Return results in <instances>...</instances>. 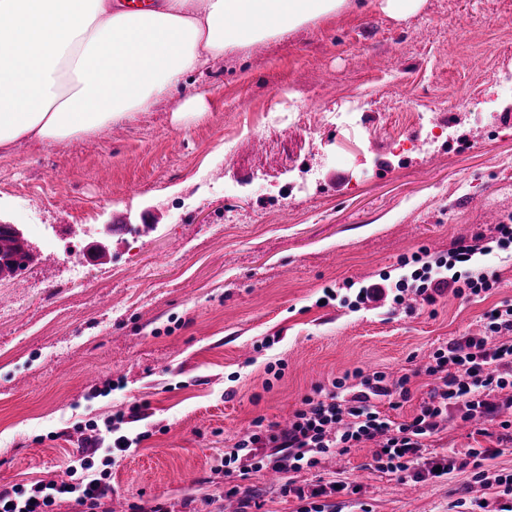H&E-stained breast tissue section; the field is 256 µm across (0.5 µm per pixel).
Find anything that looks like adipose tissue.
Instances as JSON below:
<instances>
[{
  "label": "adipose tissue",
  "mask_w": 512,
  "mask_h": 512,
  "mask_svg": "<svg viewBox=\"0 0 512 512\" xmlns=\"http://www.w3.org/2000/svg\"><path fill=\"white\" fill-rule=\"evenodd\" d=\"M0 0V153L121 122L210 59L336 13L347 0Z\"/></svg>",
  "instance_id": "ef3b65f1"
}]
</instances>
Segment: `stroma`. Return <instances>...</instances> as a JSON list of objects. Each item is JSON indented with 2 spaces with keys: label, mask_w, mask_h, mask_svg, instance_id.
Instances as JSON below:
<instances>
[{
  "label": "stroma",
  "mask_w": 512,
  "mask_h": 512,
  "mask_svg": "<svg viewBox=\"0 0 512 512\" xmlns=\"http://www.w3.org/2000/svg\"><path fill=\"white\" fill-rule=\"evenodd\" d=\"M349 2L225 52L150 111L0 158V222L34 247L0 278V486L63 474L88 423L139 404L120 431L147 438L114 456L112 512H184L191 496L222 512L204 499L214 481L296 512L268 470L219 472L256 418L284 423L348 372L417 368L512 303L511 246L472 260L500 277L488 296L448 292L411 316L355 304L410 276L414 253L512 224V0H424L400 18ZM461 415L429 455L496 446ZM294 479L354 485L329 512L498 506L469 468L402 481L368 446Z\"/></svg>",
  "instance_id": "obj_1"
}]
</instances>
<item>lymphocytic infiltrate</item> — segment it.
<instances>
[{"mask_svg":"<svg viewBox=\"0 0 512 512\" xmlns=\"http://www.w3.org/2000/svg\"><path fill=\"white\" fill-rule=\"evenodd\" d=\"M494 245L502 249L512 245L511 224H498L491 233L456 240L444 255L413 254L415 269L410 279L397 282L395 302H402L403 292L409 290L429 305L447 291L465 299L488 294L499 281L497 272L478 268L461 274L455 266L489 253ZM485 317L488 335L465 336L433 351L420 372L435 380L436 386L426 399L416 402L410 417L396 421L388 412L414 402L411 374L391 382L381 371H356L351 379L333 380L331 388L319 386L304 397L288 429L255 420L249 436L225 450V476L271 468L284 474L281 491L298 500V512H325V498L343 492L344 484L305 488L296 484L294 472L316 467L325 454L344 453L372 442L377 446V469L399 480L450 474L457 465L455 456L431 459L425 452L452 408H463L464 420L493 425L500 446L512 445V421L499 417L502 405L512 406L511 396L499 397L500 391L512 388V305L494 307ZM123 421L120 414L110 417L106 430L116 435L112 447L103 448L101 439H94L72 454L63 478L40 480L28 488L1 487L0 512H55L67 500L75 512H95L112 495L113 452L127 451L133 444L132 438L116 433ZM263 448L279 449L280 454L266 459L259 454Z\"/></svg>","mask_w":512,"mask_h":512,"instance_id":"1","label":"lymphocytic infiltrate"}]
</instances>
